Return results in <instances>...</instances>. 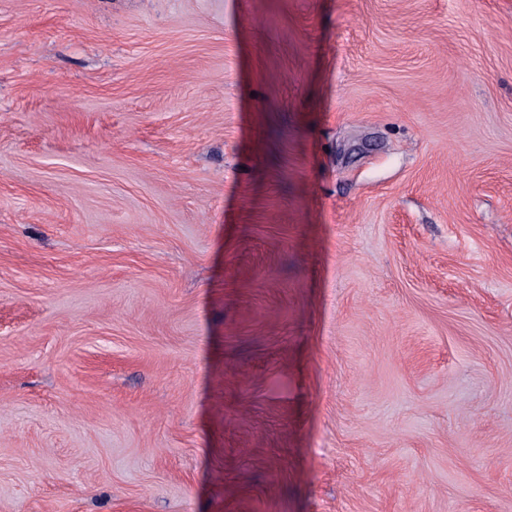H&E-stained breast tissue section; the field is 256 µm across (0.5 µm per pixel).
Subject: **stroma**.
<instances>
[{
  "label": "stroma",
  "mask_w": 512,
  "mask_h": 512,
  "mask_svg": "<svg viewBox=\"0 0 512 512\" xmlns=\"http://www.w3.org/2000/svg\"><path fill=\"white\" fill-rule=\"evenodd\" d=\"M0 512H512V0H0Z\"/></svg>",
  "instance_id": "35a3bbf8"
}]
</instances>
